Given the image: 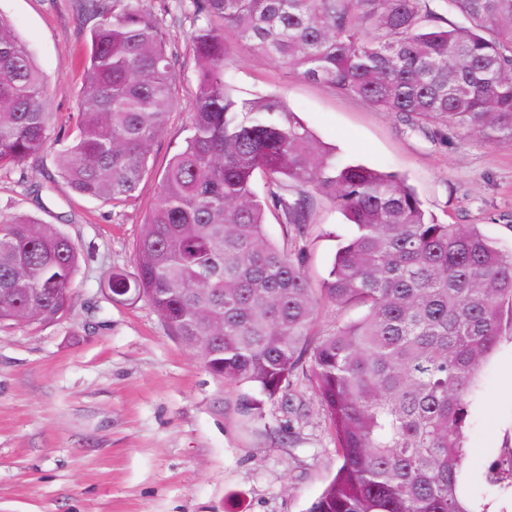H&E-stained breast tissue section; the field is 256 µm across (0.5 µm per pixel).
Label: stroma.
<instances>
[{
	"mask_svg": "<svg viewBox=\"0 0 512 512\" xmlns=\"http://www.w3.org/2000/svg\"><path fill=\"white\" fill-rule=\"evenodd\" d=\"M178 60V106L156 144L163 169L187 136L196 66L188 0H147ZM48 80L50 139L69 129L81 93L86 26L80 0H0ZM225 78L238 97L278 91L339 160L394 172L445 224H478L512 249V144L449 128L425 133L324 83L285 75L232 47ZM53 150L0 169V213L56 225L79 247L71 306L59 320L0 331V512H306L335 476L336 443L311 385L294 403L241 410L250 386L208 372L142 298H113L112 274L136 272L134 247L155 183L115 207L55 179ZM331 198L317 197L307 240L313 286L351 237ZM465 492L495 512L512 494L492 480L512 453V344L485 368L471 407Z\"/></svg>",
	"mask_w": 512,
	"mask_h": 512,
	"instance_id": "obj_1",
	"label": "stroma"
}]
</instances>
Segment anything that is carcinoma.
I'll list each match as a JSON object with an SVG mask.
<instances>
[{
	"label": "carcinoma",
	"instance_id": "cac0c4a2",
	"mask_svg": "<svg viewBox=\"0 0 512 512\" xmlns=\"http://www.w3.org/2000/svg\"><path fill=\"white\" fill-rule=\"evenodd\" d=\"M85 0L94 20L57 173L114 205L152 172L176 107V63L145 0ZM197 82L184 146L160 172L141 224L133 288L204 367L274 399L306 367L342 460L306 512H485L462 494L478 376L512 339V251L478 224H443L393 172L341 162L277 92L235 98L228 42L288 71L485 144L512 141V0H190ZM45 78L0 17V168L44 150ZM261 175L274 191L254 190ZM356 233L319 288L301 250L270 239L265 213L295 235L313 195ZM77 245L53 224L0 216V326L42 324L70 306ZM363 308L312 340L316 307Z\"/></svg>",
	"mask_w": 512,
	"mask_h": 512
}]
</instances>
